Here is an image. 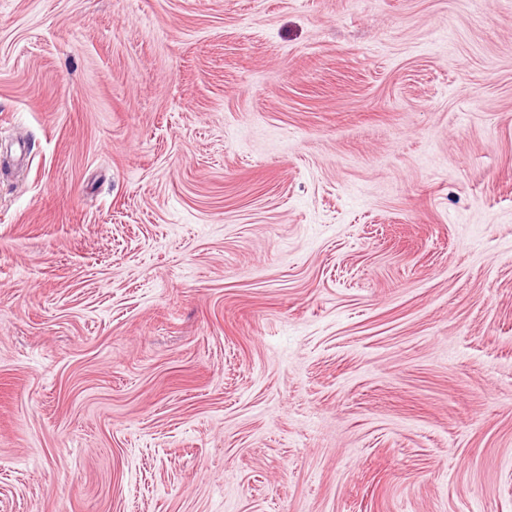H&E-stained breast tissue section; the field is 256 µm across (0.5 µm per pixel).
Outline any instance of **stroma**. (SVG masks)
<instances>
[{"label": "stroma", "mask_w": 512, "mask_h": 512, "mask_svg": "<svg viewBox=\"0 0 512 512\" xmlns=\"http://www.w3.org/2000/svg\"><path fill=\"white\" fill-rule=\"evenodd\" d=\"M0 512H512V0H0Z\"/></svg>", "instance_id": "1"}]
</instances>
